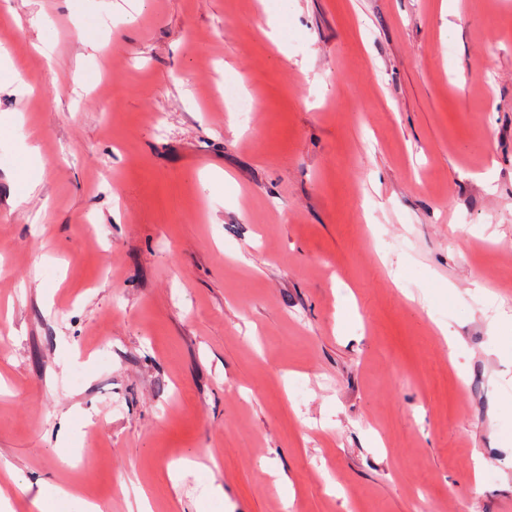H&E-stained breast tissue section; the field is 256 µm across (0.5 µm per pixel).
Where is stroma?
<instances>
[{
  "instance_id": "obj_1",
  "label": "stroma",
  "mask_w": 512,
  "mask_h": 512,
  "mask_svg": "<svg viewBox=\"0 0 512 512\" xmlns=\"http://www.w3.org/2000/svg\"><path fill=\"white\" fill-rule=\"evenodd\" d=\"M2 37L0 512H512V0H0Z\"/></svg>"
}]
</instances>
